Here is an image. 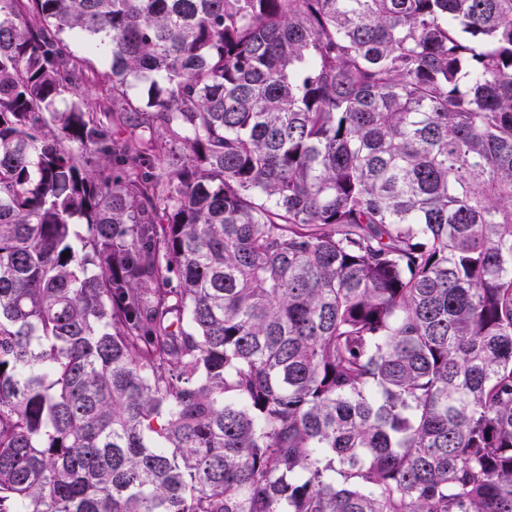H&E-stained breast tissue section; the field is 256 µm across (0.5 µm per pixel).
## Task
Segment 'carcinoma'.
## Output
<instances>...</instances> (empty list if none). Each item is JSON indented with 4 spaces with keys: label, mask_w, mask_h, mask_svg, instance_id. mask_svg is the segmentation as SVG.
Instances as JSON below:
<instances>
[{
    "label": "carcinoma",
    "mask_w": 512,
    "mask_h": 512,
    "mask_svg": "<svg viewBox=\"0 0 512 512\" xmlns=\"http://www.w3.org/2000/svg\"><path fill=\"white\" fill-rule=\"evenodd\" d=\"M0 512H512V0H0Z\"/></svg>",
    "instance_id": "obj_1"
}]
</instances>
